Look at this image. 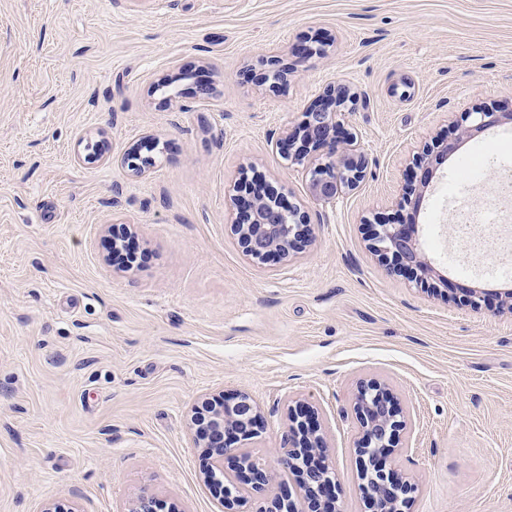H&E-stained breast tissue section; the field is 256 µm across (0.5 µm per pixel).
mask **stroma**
I'll use <instances>...</instances> for the list:
<instances>
[{"instance_id":"stroma-1","label":"stroma","mask_w":512,"mask_h":512,"mask_svg":"<svg viewBox=\"0 0 512 512\" xmlns=\"http://www.w3.org/2000/svg\"><path fill=\"white\" fill-rule=\"evenodd\" d=\"M304 41L325 54L260 84ZM340 82L363 99L343 124L370 167L329 206L275 143ZM488 110H512V0H0V512H120L142 494L157 512H226L187 417L241 393L263 414L252 455L272 460L303 405L341 512H371L351 407L371 379L405 421L382 466L417 484L410 512H512V277L490 270L512 250V200L480 191L512 173L496 152L512 125L458 145L445 196H425L446 293L368 250L372 225L402 219L417 157ZM100 135L116 156L156 140L157 166L78 162ZM252 184L314 224L293 262L239 247L230 200ZM491 206L481 248L452 240L448 208ZM116 224L137 228L129 269L108 257Z\"/></svg>"}]
</instances>
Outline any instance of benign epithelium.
Returning a JSON list of instances; mask_svg holds the SVG:
<instances>
[{
    "instance_id": "benign-epithelium-1",
    "label": "benign epithelium",
    "mask_w": 512,
    "mask_h": 512,
    "mask_svg": "<svg viewBox=\"0 0 512 512\" xmlns=\"http://www.w3.org/2000/svg\"><path fill=\"white\" fill-rule=\"evenodd\" d=\"M358 102L350 84L329 87L324 103L309 108L303 124L279 142L291 163L305 166L310 195L318 202H335L366 176L368 159L354 148L352 138L339 135V117L354 111ZM465 121L466 125L458 129L456 142L438 144L418 158V185L400 200V208L406 211L401 222L376 224L372 230L369 248L374 255L422 281L434 276L442 280L418 236L424 191L432 184L437 166L448 160L456 143L512 122V112H469ZM136 159L138 155L131 153L123 158V163L137 177L148 176L156 166L153 157L139 163ZM233 205L237 216L232 232L245 255L256 262L265 263L273 258L288 261L312 242L314 228L307 215L269 190L249 189ZM352 410L363 432L356 452L363 459V490L372 512H407L415 484L379 465L382 456L392 450L396 433L404 425L399 409L380 382L369 380L358 385ZM261 427V412L245 394L233 401L207 398L193 407L188 428L194 447L205 449V481L227 501L231 491H239L240 483L254 493L265 492L280 467L295 476L300 497L306 504L305 512H339L334 477L326 461L327 441L312 415L301 410L290 416L275 450L274 466L232 447L236 442L258 437ZM256 512H297V508L284 488L271 499L270 505Z\"/></svg>"
}]
</instances>
